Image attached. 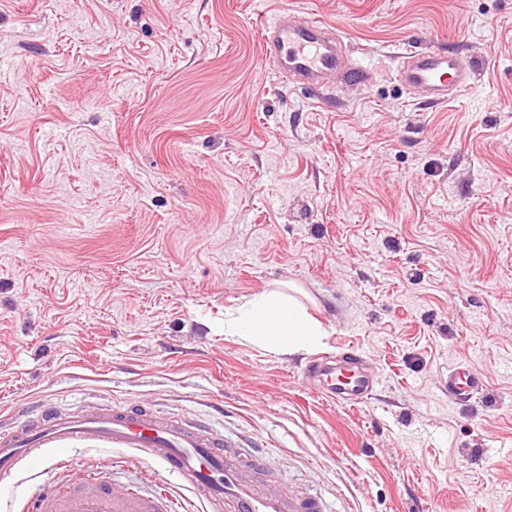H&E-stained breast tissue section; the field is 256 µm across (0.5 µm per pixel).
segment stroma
I'll return each mask as SVG.
<instances>
[{
  "label": "stroma",
  "mask_w": 512,
  "mask_h": 512,
  "mask_svg": "<svg viewBox=\"0 0 512 512\" xmlns=\"http://www.w3.org/2000/svg\"><path fill=\"white\" fill-rule=\"evenodd\" d=\"M368 85L288 90L279 12ZM474 65L443 104L402 54ZM277 288L326 329L273 355L224 317ZM356 349L355 405L307 385ZM466 365L483 392L459 399ZM43 402L200 422L327 512H512V0H0V420ZM129 452L79 442L36 495ZM483 378L468 367L459 366L448 376V392L459 398H468L482 391Z\"/></svg>",
  "instance_id": "stroma-1"
}]
</instances>
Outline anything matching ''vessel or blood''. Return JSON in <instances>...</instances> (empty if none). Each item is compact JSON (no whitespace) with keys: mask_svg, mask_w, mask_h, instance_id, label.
Returning <instances> with one entry per match:
<instances>
[{"mask_svg":"<svg viewBox=\"0 0 512 512\" xmlns=\"http://www.w3.org/2000/svg\"><path fill=\"white\" fill-rule=\"evenodd\" d=\"M265 59L286 85L323 91L329 77L361 84L371 73L355 65L340 70L344 38L335 25L307 17L280 14L261 27ZM469 64L455 54L410 51L397 70V81L432 102H444L471 85ZM305 375L312 386L334 403H353L372 392L376 377L359 365V356L347 354L343 362L323 358L309 364ZM483 378L460 366L448 376V391L468 398L482 391ZM92 438L105 448L130 450L136 464L158 467L178 479L205 503V512H325L316 495L287 490L266 474L260 449H252L248 462L237 452L221 447L220 439L201 426L147 410L101 405L76 413L45 409L31 426L17 424L0 431V487L9 485L21 469L52 467L49 450H67L73 442ZM167 496L145 489L112 493L92 481L67 489L45 488L37 498L21 501L22 512H165Z\"/></svg>","mask_w":512,"mask_h":512,"instance_id":"obj_1","label":"vessel or blood"}]
</instances>
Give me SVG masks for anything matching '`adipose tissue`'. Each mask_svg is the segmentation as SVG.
<instances>
[{
  "label": "adipose tissue",
  "mask_w": 512,
  "mask_h": 512,
  "mask_svg": "<svg viewBox=\"0 0 512 512\" xmlns=\"http://www.w3.org/2000/svg\"><path fill=\"white\" fill-rule=\"evenodd\" d=\"M224 332L242 336L276 354H298L318 346L326 332L292 298L277 289L241 304L224 319Z\"/></svg>",
  "instance_id": "1"
}]
</instances>
